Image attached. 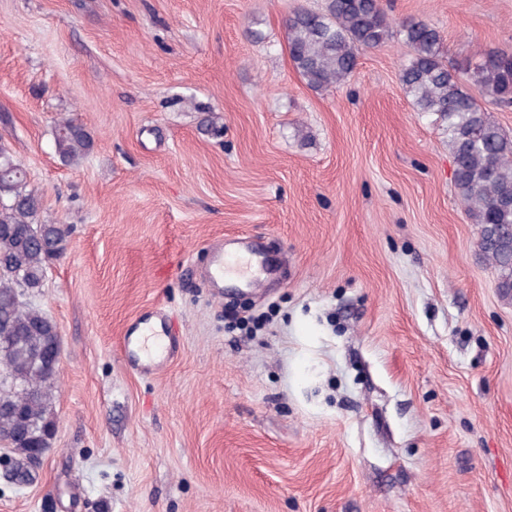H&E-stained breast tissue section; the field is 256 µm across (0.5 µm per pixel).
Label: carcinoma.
<instances>
[{
  "label": "carcinoma",
  "instance_id": "carcinoma-1",
  "mask_svg": "<svg viewBox=\"0 0 512 512\" xmlns=\"http://www.w3.org/2000/svg\"><path fill=\"white\" fill-rule=\"evenodd\" d=\"M400 36L412 57L400 82L421 112L446 123L454 158L457 197L479 227L480 254L497 273L501 298L512 301V135L481 101L512 104V52L484 50L464 71L441 56L440 32L424 20L388 21L379 0H328L326 10H300L288 19V54L306 84L321 90L346 81L359 52ZM55 153L68 165L92 147L88 132L71 119L57 123ZM40 195L28 188L23 167L0 147V336L13 337L0 381V437L17 481L30 480L34 449L55 429L58 375L46 369L55 352L56 323L23 299L41 288L47 269L64 250L69 230L37 224Z\"/></svg>",
  "mask_w": 512,
  "mask_h": 512
}]
</instances>
